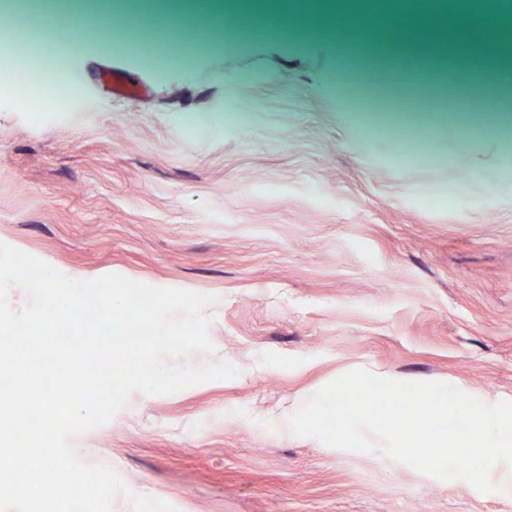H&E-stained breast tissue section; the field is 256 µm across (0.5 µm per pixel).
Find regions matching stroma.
Instances as JSON below:
<instances>
[{
  "label": "stroma",
  "instance_id": "stroma-1",
  "mask_svg": "<svg viewBox=\"0 0 512 512\" xmlns=\"http://www.w3.org/2000/svg\"><path fill=\"white\" fill-rule=\"evenodd\" d=\"M136 37L63 63L83 93L0 94V243L82 280L119 274L218 295L213 351L236 378L133 393L75 436L132 498L176 512H512L495 492L291 433L288 408L364 368L512 403V176L487 131L473 51L453 47L468 99L420 89L400 52L361 102L336 37L216 39L181 66L142 63ZM112 68L133 96L108 94ZM443 196L440 204L431 203Z\"/></svg>",
  "mask_w": 512,
  "mask_h": 512
}]
</instances>
